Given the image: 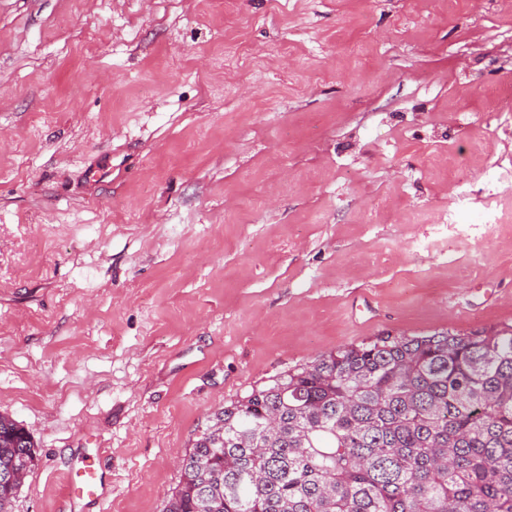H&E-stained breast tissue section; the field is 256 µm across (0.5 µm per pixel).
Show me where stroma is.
Instances as JSON below:
<instances>
[{"instance_id":"35a3bbf8","label":"stroma","mask_w":512,"mask_h":512,"mask_svg":"<svg viewBox=\"0 0 512 512\" xmlns=\"http://www.w3.org/2000/svg\"><path fill=\"white\" fill-rule=\"evenodd\" d=\"M490 87L502 0H0V413L37 446L13 512H163L278 373L512 328ZM93 455L107 501L67 503Z\"/></svg>"}]
</instances>
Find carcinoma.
<instances>
[{
    "label": "carcinoma",
    "instance_id": "obj_1",
    "mask_svg": "<svg viewBox=\"0 0 512 512\" xmlns=\"http://www.w3.org/2000/svg\"><path fill=\"white\" fill-rule=\"evenodd\" d=\"M37 460L0 414V512ZM165 512H512V330L377 336L215 413Z\"/></svg>",
    "mask_w": 512,
    "mask_h": 512
}]
</instances>
